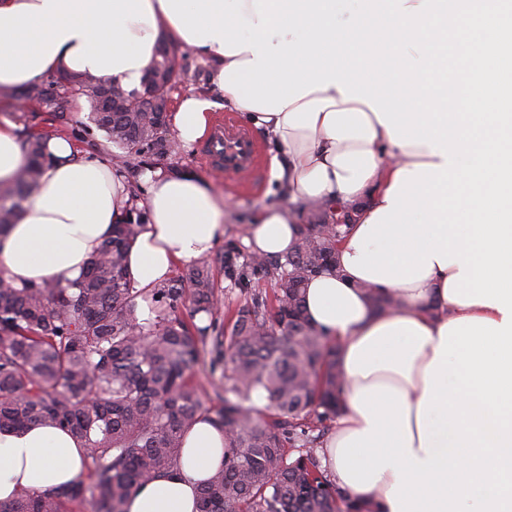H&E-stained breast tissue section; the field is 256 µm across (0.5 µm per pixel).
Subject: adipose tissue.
<instances>
[{"instance_id":"ef3b65f1","label":"adipose tissue","mask_w":512,"mask_h":512,"mask_svg":"<svg viewBox=\"0 0 512 512\" xmlns=\"http://www.w3.org/2000/svg\"><path fill=\"white\" fill-rule=\"evenodd\" d=\"M163 41L186 43L161 0H0V85L22 89L67 71L137 88ZM190 46L210 60L212 82L220 92L215 99L190 93L178 101L170 116L178 143L189 147L205 137L215 108L243 111L252 129L273 144L271 179L291 202L317 201L327 214L340 209L350 215L337 257L356 256L353 240L385 208L398 171L445 163L442 153L427 145L395 144L367 103L345 99L334 85L308 93L278 114L241 110L236 95L221 88V75L231 63L252 60L253 52L227 56L214 41ZM46 155L37 188L0 239V276L15 286L78 277L113 224L133 209L144 222L128 253V269L142 293L159 287L177 263L208 254L224 235L227 203L196 170L147 169L145 193L135 198L118 167L81 155L67 139H50ZM299 232L293 210L271 208L249 226L247 242L256 251L285 254ZM458 272V265L443 269L434 264L420 281L381 283V290L394 293L404 306L390 316L374 312L363 292L367 279L349 269L317 276L308 285L306 316L338 343L336 366L344 380L343 410L322 463L343 491L372 499L378 512H393L387 498L393 470L383 471L374 486L354 488L339 477L336 450L368 425L354 404L357 393L380 385L403 393L410 446L416 458L426 459L418 415L425 370L442 342V327L463 317L497 322L504 317L494 306L446 298L445 284ZM223 460L224 431L202 418L186 432L178 465L137 489L126 512H197V485ZM86 464L82 442L63 429L35 425L0 431V502L27 490L70 484Z\"/></svg>"}]
</instances>
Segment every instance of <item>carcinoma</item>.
<instances>
[{
  "label": "carcinoma",
  "mask_w": 512,
  "mask_h": 512,
  "mask_svg": "<svg viewBox=\"0 0 512 512\" xmlns=\"http://www.w3.org/2000/svg\"><path fill=\"white\" fill-rule=\"evenodd\" d=\"M177 52H157L146 66L151 87L127 90L90 74L66 72L69 87L54 99L42 85L0 86V98H25L54 125L23 127L27 160L9 185L0 184V235L22 211L47 163L44 145L66 123L69 98L91 105L90 120L119 153L112 163L138 169L179 151L167 122L141 99L166 100ZM142 216L112 227V235L76 280L17 287L0 277V431L33 423L60 427L83 442L88 462L76 482L25 491L0 512H71L91 499L96 512H125L131 493L179 462L186 430L204 413L193 366L205 355L224 364V398L211 421L224 429V463L201 482L199 512H377L367 498L349 499L322 469L319 452L328 422L341 408L338 346L304 316L309 281L336 265L347 225H301L286 255L251 251L234 241L222 257L224 276L244 293L229 323L216 314L223 295L212 266L198 262L142 296L155 306L148 322L136 314L128 251ZM375 312L403 308L391 293L366 287ZM190 298L186 323L177 308ZM266 400L264 407L254 397Z\"/></svg>",
  "instance_id": "cac0c4a2"
}]
</instances>
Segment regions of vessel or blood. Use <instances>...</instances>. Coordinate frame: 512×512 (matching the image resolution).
<instances>
[{
  "mask_svg": "<svg viewBox=\"0 0 512 512\" xmlns=\"http://www.w3.org/2000/svg\"><path fill=\"white\" fill-rule=\"evenodd\" d=\"M205 151L211 161L223 168L229 178L253 174L256 169L258 146L251 135L239 127L233 118L216 124L215 132Z\"/></svg>",
  "mask_w": 512,
  "mask_h": 512,
  "instance_id": "1",
  "label": "vessel or blood"
}]
</instances>
